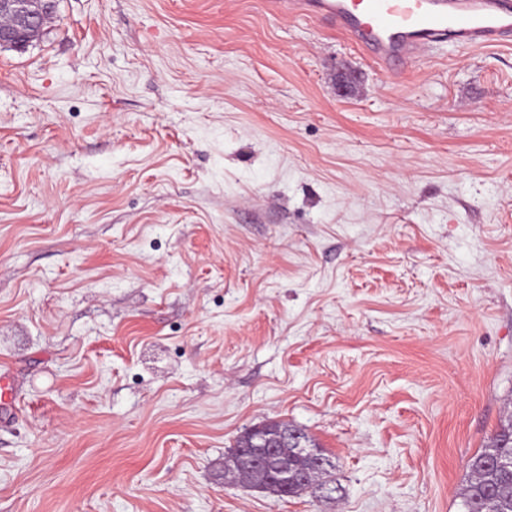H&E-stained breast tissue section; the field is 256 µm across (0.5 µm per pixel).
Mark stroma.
Wrapping results in <instances>:
<instances>
[{"label":"stroma","instance_id":"obj_1","mask_svg":"<svg viewBox=\"0 0 512 512\" xmlns=\"http://www.w3.org/2000/svg\"><path fill=\"white\" fill-rule=\"evenodd\" d=\"M0 512H461L512 417V44L392 73L265 0L0 48ZM324 494L224 477L247 429ZM298 431L306 438L307 441H310L312 445H315L310 437L302 431V429H299ZM266 432V425L253 427L245 432L244 436L249 439L252 448H245L247 456L242 455V453L240 454L238 466L244 476L243 478L254 480L246 475L254 472V465L258 459L265 458L266 463L279 472L280 480L284 484L288 485V489L283 488L268 471L265 469H258L257 472L268 482L267 485L272 487L273 495L280 498H288L301 495L303 492H306L307 488L315 487L317 489H322L326 483L323 479L328 476V468L332 465L327 462L322 467H314L305 459L292 457L291 467L289 466L291 468L290 470L300 474L301 478L294 484H288L289 482H294L296 480V476L288 469V461L279 455L277 448H274V440L278 437L277 435H279L278 439L282 443L288 444V447L292 448L294 453L306 455L318 464L324 463L323 457L318 453L321 450L317 448H309L310 446H308L307 441L300 438L298 432L288 431V429L284 430L282 428H279L277 435H266ZM302 478H306V481H302ZM286 494H288V497Z\"/></svg>","mask_w":512,"mask_h":512}]
</instances>
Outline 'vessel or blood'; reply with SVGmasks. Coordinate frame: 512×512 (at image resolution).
<instances>
[{"mask_svg":"<svg viewBox=\"0 0 512 512\" xmlns=\"http://www.w3.org/2000/svg\"><path fill=\"white\" fill-rule=\"evenodd\" d=\"M276 9L328 19L390 70L441 38L466 49L512 41V0H277Z\"/></svg>","mask_w":512,"mask_h":512,"instance_id":"b4317fda","label":"vessel or blood"}]
</instances>
